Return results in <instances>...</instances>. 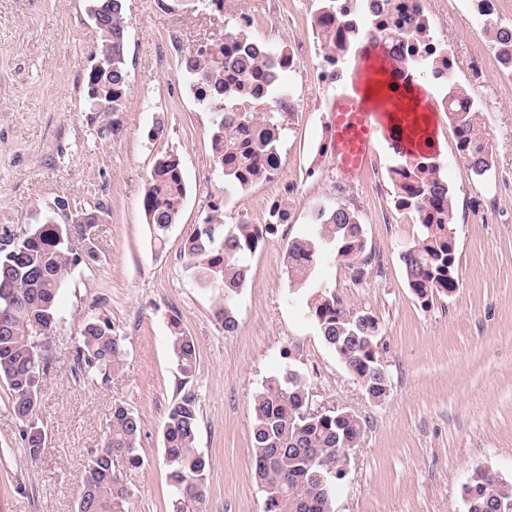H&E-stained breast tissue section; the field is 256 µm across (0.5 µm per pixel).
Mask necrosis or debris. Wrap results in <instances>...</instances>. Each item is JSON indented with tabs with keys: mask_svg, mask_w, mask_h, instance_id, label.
Returning <instances> with one entry per match:
<instances>
[{
	"mask_svg": "<svg viewBox=\"0 0 512 512\" xmlns=\"http://www.w3.org/2000/svg\"><path fill=\"white\" fill-rule=\"evenodd\" d=\"M460 2L464 12L497 32L484 52L471 56L470 83L480 85L490 59L512 79V59L502 53L503 41L512 42V23L499 20V0ZM209 7L220 15H231L234 21L224 40V93L232 99L224 108V121L234 128L238 141L263 138L271 144L259 161L264 181L271 188L270 194L258 201L263 216L276 213L282 221L290 219L288 199L296 188L283 175V130L258 119L242 123L238 115L275 112L284 119L298 111L300 95L293 85L296 76L309 73L311 83L323 96H330L344 87L362 45L382 40L387 49L397 53L393 69L398 79L422 78L432 89L439 111L448 109V80L455 75L457 55L448 45L446 32L432 24V0H336L335 11L320 7L311 11L309 33L290 45L268 43L253 34L258 25L276 28L283 24L285 14L280 9L259 17L242 10L229 12L228 0H211ZM252 50L258 53L257 67L241 69L240 59Z\"/></svg>",
	"mask_w": 512,
	"mask_h": 512,
	"instance_id": "1",
	"label": "necrosis or debris"
}]
</instances>
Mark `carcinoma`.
Segmentation results:
<instances>
[{
  "instance_id": "carcinoma-1",
  "label": "carcinoma",
  "mask_w": 512,
  "mask_h": 512,
  "mask_svg": "<svg viewBox=\"0 0 512 512\" xmlns=\"http://www.w3.org/2000/svg\"><path fill=\"white\" fill-rule=\"evenodd\" d=\"M88 11L99 22L97 60L102 69L85 80L89 120L107 137L118 130L117 116L126 107L118 90L127 85V43L121 0H89ZM223 42L214 43L206 55L187 59L186 70L205 68L213 92H224ZM223 107H208L214 127L211 146L215 167L232 183L258 179L256 160L267 150L264 140L241 144L224 132ZM448 121L456 136L458 155L467 168L481 177L491 169L486 150L489 133L482 113L450 112ZM402 158L392 169L396 187L395 207L416 215L420 236L402 252L406 279L423 303L457 288L454 271L456 248L448 234L454 198L440 176L436 158H410L400 146ZM186 186L182 164L174 154L158 158L143 197L147 221L162 240L182 212ZM80 223H68L51 212L34 218L19 232L0 229V381L10 391V409L21 423L24 453L37 460L45 447V433L37 420L40 406L39 379L48 369L43 347L59 323L58 300L69 286L70 274L80 263L70 238L90 231L98 223V211L74 204ZM318 221L312 233L288 242V278L306 281L317 263L341 258L361 273L371 261L361 224L344 207L318 205ZM276 224H251L242 219L235 231L224 232L208 214L185 239L183 257L196 278L224 290L231 299L247 277L245 256L256 252L276 233ZM324 341L362 384L368 397L381 401L390 393L375 351L379 326L368 314L347 307L333 292L322 289L309 305ZM224 332L238 323L229 306L215 312ZM173 353L181 373L190 377L197 363L192 337L181 334L173 341ZM125 349L107 321L90 319L81 331L76 359L91 374L108 378L124 362ZM198 409L192 396H184L169 408L163 424L164 458L173 487L172 512H207L209 463L196 450ZM141 425L128 407L116 404L107 422L102 448L84 466L77 512H128L131 490L123 470L140 465ZM363 435L360 420L346 411L311 413L304 382L297 376L282 383L273 380L256 396L253 405L251 475L266 493L263 512H334L336 481L345 476L349 460L345 451L357 447ZM467 512H512V483L492 472L479 471L466 485Z\"/></svg>"
}]
</instances>
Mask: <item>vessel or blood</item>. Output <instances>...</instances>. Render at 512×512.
I'll use <instances>...</instances> for the list:
<instances>
[{
	"label": "vessel or blood",
	"instance_id": "vessel-or-blood-1",
	"mask_svg": "<svg viewBox=\"0 0 512 512\" xmlns=\"http://www.w3.org/2000/svg\"><path fill=\"white\" fill-rule=\"evenodd\" d=\"M366 72H356L350 84L329 104L327 138L337 170L355 176L369 164L385 129L384 114L363 92Z\"/></svg>",
	"mask_w": 512,
	"mask_h": 512
}]
</instances>
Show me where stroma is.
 I'll use <instances>...</instances> for the list:
<instances>
[{"mask_svg": "<svg viewBox=\"0 0 512 512\" xmlns=\"http://www.w3.org/2000/svg\"><path fill=\"white\" fill-rule=\"evenodd\" d=\"M122 18L129 94L119 131L102 139L83 99L99 40L87 0H0V227L26 228L60 196L101 211L91 240L72 241L81 262L60 297L63 318L39 382L46 445L38 461L22 450L0 382V512H75L84 465L102 447L117 402L141 420V464L125 475L130 512H171L162 428L185 395L196 400L197 450L209 462L207 512H262L265 494L251 476L252 403L291 373L306 382L310 412L342 410L363 424L334 512H466L475 470L512 482V192L502 190L512 184V89L483 110L496 154L481 178L458 160L454 130L431 94L421 95L455 199L448 230L458 281L424 306L400 260L419 224L395 208L392 184L378 192L370 174L343 179L330 157L318 156L328 100L303 86L283 139L284 174L297 186L293 219L248 257L247 281L231 302L238 329L227 334L215 319L224 294L197 281L182 244L220 201L225 228L261 218L263 185L225 192L212 161V115L197 105L184 66L228 27L205 0H124ZM434 23L451 45L487 44L455 0H435ZM165 153L181 160L186 198L178 224L159 241L143 196ZM316 202L358 216L372 256L362 278L338 259L319 263L307 282L289 281L288 242L310 232ZM321 287L377 319L391 384L384 400L367 397L310 318ZM88 318L108 320L127 352L120 371L94 382L75 359ZM178 332L197 348L187 380L172 352Z\"/></svg>", "mask_w": 512, "mask_h": 512, "instance_id": "stroma-1", "label": "stroma"}]
</instances>
